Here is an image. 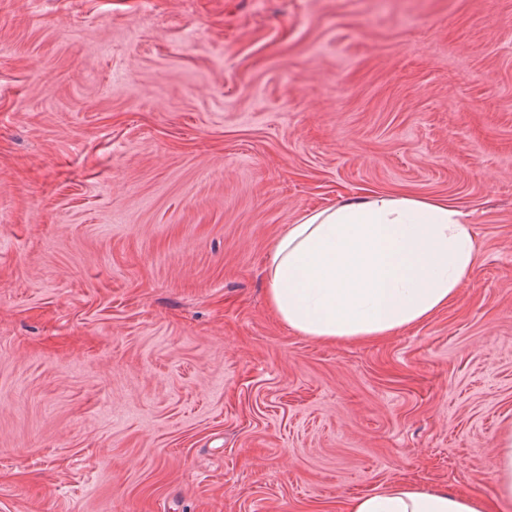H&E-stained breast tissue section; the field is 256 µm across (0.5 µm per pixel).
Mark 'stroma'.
<instances>
[{
  "label": "stroma",
  "instance_id": "obj_1",
  "mask_svg": "<svg viewBox=\"0 0 512 512\" xmlns=\"http://www.w3.org/2000/svg\"><path fill=\"white\" fill-rule=\"evenodd\" d=\"M448 199L431 318L323 342L267 303L305 213ZM512 431V0H0V512L496 504ZM499 449L493 470L498 501L510 504L512 502V432L500 437ZM343 512H490L478 497L448 491V487L422 488L408 481L352 496Z\"/></svg>",
  "mask_w": 512,
  "mask_h": 512
}]
</instances>
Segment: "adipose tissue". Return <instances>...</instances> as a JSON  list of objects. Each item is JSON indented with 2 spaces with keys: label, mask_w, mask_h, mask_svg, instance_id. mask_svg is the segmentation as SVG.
<instances>
[{
  "label": "adipose tissue",
  "mask_w": 512,
  "mask_h": 512,
  "mask_svg": "<svg viewBox=\"0 0 512 512\" xmlns=\"http://www.w3.org/2000/svg\"><path fill=\"white\" fill-rule=\"evenodd\" d=\"M476 238L454 204L410 194L351 196L288 225L266 263L267 302L316 340H375L430 318L470 281ZM344 512H488L478 497L397 481Z\"/></svg>",
  "instance_id": "ef3b65f1"
}]
</instances>
